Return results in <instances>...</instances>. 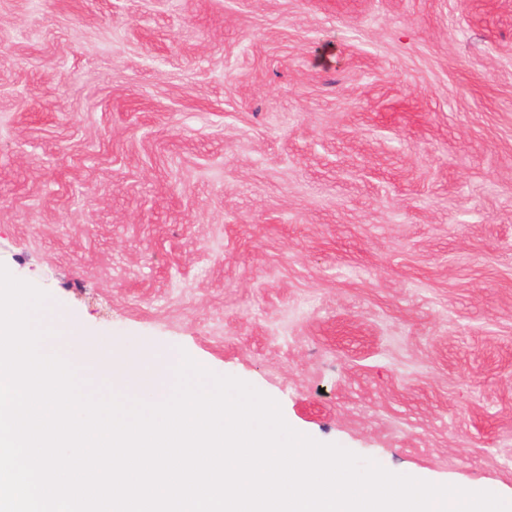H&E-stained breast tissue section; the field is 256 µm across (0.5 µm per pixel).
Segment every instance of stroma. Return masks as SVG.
<instances>
[{
  "instance_id": "35a3bbf8",
  "label": "stroma",
  "mask_w": 512,
  "mask_h": 512,
  "mask_svg": "<svg viewBox=\"0 0 512 512\" xmlns=\"http://www.w3.org/2000/svg\"><path fill=\"white\" fill-rule=\"evenodd\" d=\"M0 263L512 501V0H0Z\"/></svg>"
}]
</instances>
